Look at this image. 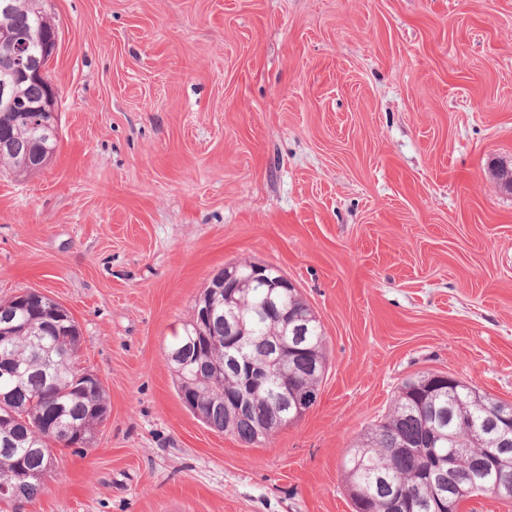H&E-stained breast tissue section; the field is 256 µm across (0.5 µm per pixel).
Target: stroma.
I'll use <instances>...</instances> for the list:
<instances>
[{
	"label": "stroma",
	"instance_id": "35a3bbf8",
	"mask_svg": "<svg viewBox=\"0 0 512 512\" xmlns=\"http://www.w3.org/2000/svg\"><path fill=\"white\" fill-rule=\"evenodd\" d=\"M59 140L0 172V299L82 331L109 397L25 512H354L343 462L434 372L512 401V0H43ZM269 263L326 336L247 444L167 360L211 276Z\"/></svg>",
	"mask_w": 512,
	"mask_h": 512
}]
</instances>
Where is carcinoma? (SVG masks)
Here are the masks:
<instances>
[{
    "instance_id": "obj_1",
    "label": "carcinoma",
    "mask_w": 512,
    "mask_h": 512,
    "mask_svg": "<svg viewBox=\"0 0 512 512\" xmlns=\"http://www.w3.org/2000/svg\"><path fill=\"white\" fill-rule=\"evenodd\" d=\"M40 0H12L0 11V28L28 40L23 58L29 61L42 55L37 31L53 28L38 7ZM21 84L9 111L0 112V171L32 174L42 169L58 144L59 134L41 125L42 113L35 107L45 95V80ZM266 289H250L241 305L250 318ZM11 327L0 337V488L5 503H30L44 489L43 472L56 458L54 448L80 445L77 452L92 450L96 431L105 422L107 395L100 382L83 378L80 367L81 336L77 321L60 305L50 304L25 291L0 301V323ZM243 353L257 367L271 360L279 344L269 320L255 321ZM211 338L213 361L224 363L229 344L225 342L224 320H215L206 328ZM198 333L191 322L183 324L168 353L179 358L169 360L178 381L179 394L191 393L196 401L195 414L211 429L224 431V393L233 391L235 378L222 381L197 366ZM288 347L301 351L288 364V380L303 389L319 386L326 364L325 336L321 324L309 325L288 336ZM494 400L487 394L475 399L467 387L454 393L443 389L421 411L407 407V399L396 394L393 408L367 433L366 442L353 449L346 460V480L350 489L361 492L359 512H392L393 500L404 494L408 512H435L440 499H454L472 486L489 487L499 478L512 483V453L500 474L477 469L472 459L491 451L486 444L469 438L456 441L458 462L451 476H417L430 462L415 449L398 452L402 442L417 444L430 435L438 436L436 451L448 454V437L455 436L463 422H480ZM233 435L251 444L255 442L254 423L239 420Z\"/></svg>"
}]
</instances>
